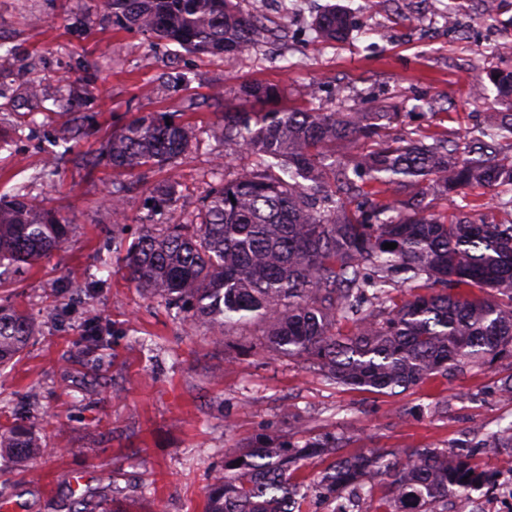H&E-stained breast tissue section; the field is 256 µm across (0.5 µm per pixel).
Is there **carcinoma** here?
<instances>
[{"instance_id": "cac0c4a2", "label": "carcinoma", "mask_w": 512, "mask_h": 512, "mask_svg": "<svg viewBox=\"0 0 512 512\" xmlns=\"http://www.w3.org/2000/svg\"><path fill=\"white\" fill-rule=\"evenodd\" d=\"M112 21L195 54L219 56L254 48L262 15L234 0H103ZM326 40L350 32L349 13L334 6L316 19ZM240 95L271 105L265 112H221L214 133L254 157L250 171L229 179L215 160L196 214L177 224L161 217L178 204L173 184L150 200L140 231L115 246L130 279L160 299L175 318L224 338L255 323L268 328L267 348L318 367L351 390L397 394L431 375L448 377L469 364L512 356V224L438 216L425 191L457 195L480 186L512 192V113L501 112L473 141L410 137L380 141L350 161L336 159L374 140L398 112H325L277 106L279 89L246 82ZM200 142L196 127L173 115L131 119L94 157L115 172L163 167ZM369 200L358 216L343 208L347 193ZM401 190L406 199L389 200ZM115 224L126 221L124 196L112 194ZM70 221L19 186L0 196V286L59 249ZM395 243L394 249L383 244ZM407 284L396 302L391 288ZM36 336L32 317L0 305V371ZM110 324L87 323L76 344L87 353L107 345ZM512 448V423L481 444ZM16 470L47 452L29 423L0 434ZM330 464L317 493L345 490L377 500L382 512H448V491L469 493L491 476L470 454L446 448L352 453L326 434L298 441L260 437L224 457L205 512H305L304 462ZM240 465H235L236 461Z\"/></svg>"}]
</instances>
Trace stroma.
<instances>
[{"label": "stroma", "mask_w": 512, "mask_h": 512, "mask_svg": "<svg viewBox=\"0 0 512 512\" xmlns=\"http://www.w3.org/2000/svg\"><path fill=\"white\" fill-rule=\"evenodd\" d=\"M350 10L352 29L336 42L317 38L313 19L329 4ZM101 0H0V85L15 92L0 110L25 121L20 137L0 128V193L27 183L46 208L61 211L74 230L61 250L17 281L0 299L23 307L36 340L0 377V427L25 415L24 396L42 391L39 433L50 451L33 458L15 484L6 512H70L75 495L99 504L132 503L139 512H204L207 488L225 454L256 436H343L349 451L445 448L487 437L512 422V402L492 388L512 373V358L473 365L449 377L433 376L400 395L357 393L329 384L316 369L278 357L263 345L264 328L237 331L248 352L226 355L222 339L169 317L158 299L132 283L118 262L99 267L112 249V213L106 199L125 187L129 229L148 209V190L175 180L180 191L172 222L194 214L215 155L242 174L251 158L210 136L216 109L209 96L224 92L226 110L245 108L248 80L276 85L280 103H313L327 112H401L390 135L444 131L462 138L506 105L489 80L512 71V0H295L289 14L267 13L258 47L224 59L201 57L175 44L113 26ZM89 83L74 115L85 129L57 165L53 182H32L65 119L29 111L22 91L40 80L56 97L61 78ZM141 112L171 113L193 121L205 138L174 167L116 175L89 167L113 131ZM473 204V218L506 221L492 193L428 196L432 212ZM105 280L95 293L89 278ZM67 309L58 321V309ZM112 325L104 358L81 352L75 340L86 319Z\"/></svg>", "instance_id": "stroma-1"}]
</instances>
